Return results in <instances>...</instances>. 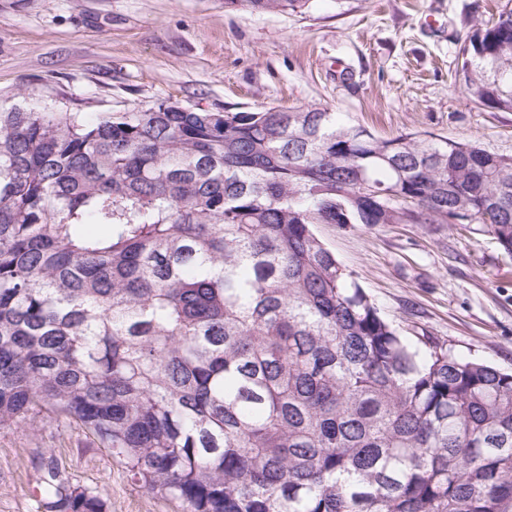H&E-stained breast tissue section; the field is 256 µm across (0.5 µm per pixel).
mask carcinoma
I'll return each mask as SVG.
<instances>
[{
	"label": "carcinoma",
	"instance_id": "1",
	"mask_svg": "<svg viewBox=\"0 0 512 512\" xmlns=\"http://www.w3.org/2000/svg\"><path fill=\"white\" fill-rule=\"evenodd\" d=\"M464 54L512 112V9ZM315 224L512 254V156L312 107L0 111V425L73 420L184 512H512V373L400 335ZM40 492L104 512L53 466Z\"/></svg>",
	"mask_w": 512,
	"mask_h": 512
}]
</instances>
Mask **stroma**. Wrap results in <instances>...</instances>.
Returning a JSON list of instances; mask_svg holds the SVG:
<instances>
[{"label": "stroma", "mask_w": 512, "mask_h": 512, "mask_svg": "<svg viewBox=\"0 0 512 512\" xmlns=\"http://www.w3.org/2000/svg\"><path fill=\"white\" fill-rule=\"evenodd\" d=\"M508 0H309L258 13L224 0H0V110L130 112L162 101L214 111L315 107L379 137L430 132L512 155V112L459 90L464 38ZM317 235L406 336L512 371V256L483 226L319 224ZM0 427V512L55 464L103 490L106 512H180L135 483L75 422Z\"/></svg>", "instance_id": "35a3bbf8"}]
</instances>
